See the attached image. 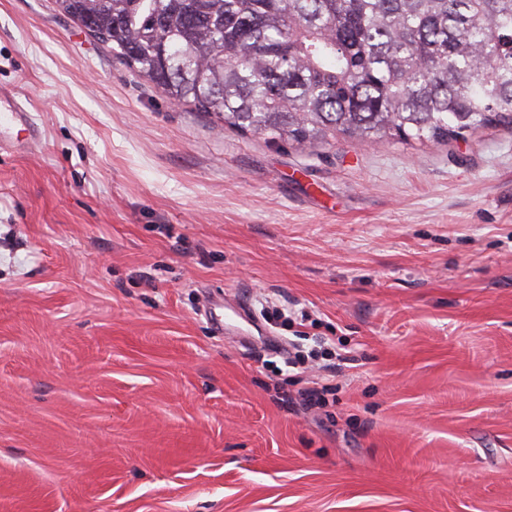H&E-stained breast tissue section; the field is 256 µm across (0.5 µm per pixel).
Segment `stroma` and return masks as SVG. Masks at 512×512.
<instances>
[{
  "mask_svg": "<svg viewBox=\"0 0 512 512\" xmlns=\"http://www.w3.org/2000/svg\"><path fill=\"white\" fill-rule=\"evenodd\" d=\"M0 91V512H512L511 129L271 145L55 0ZM21 127L31 140L37 137V127L26 107L0 92V142L6 130Z\"/></svg>",
  "mask_w": 512,
  "mask_h": 512,
  "instance_id": "stroma-1",
  "label": "stroma"
}]
</instances>
